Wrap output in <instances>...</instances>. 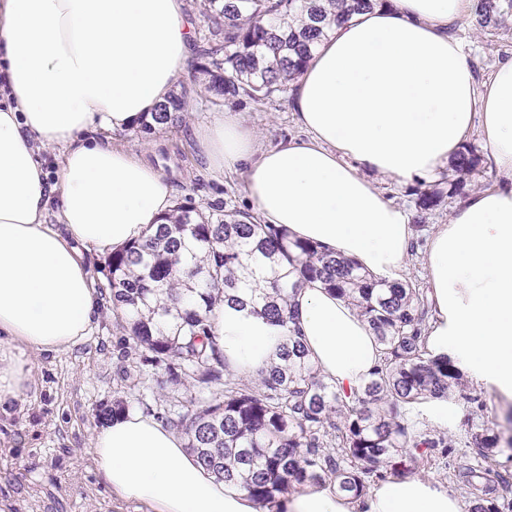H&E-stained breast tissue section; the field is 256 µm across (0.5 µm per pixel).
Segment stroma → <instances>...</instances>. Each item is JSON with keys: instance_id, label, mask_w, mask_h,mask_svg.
<instances>
[{"instance_id": "obj_1", "label": "stroma", "mask_w": 512, "mask_h": 512, "mask_svg": "<svg viewBox=\"0 0 512 512\" xmlns=\"http://www.w3.org/2000/svg\"><path fill=\"white\" fill-rule=\"evenodd\" d=\"M454 35L476 66L478 81H486L497 63L512 55L511 35L490 48L467 21L455 26ZM183 83L191 96L177 126L151 134L101 128L97 137L166 175L175 201L205 214L223 205L250 210L242 178L209 169L196 133L231 111L255 129L261 147L277 146L299 133L289 100L260 106L243 99L224 109L207 103L202 74L190 72ZM109 256V251L94 249L84 254L100 303L91 335L66 351L28 355L37 390L0 421V512H141L137 504L112 495L96 472L91 452L99 428L97 409L111 404L125 388L113 352L120 330L108 288Z\"/></svg>"}]
</instances>
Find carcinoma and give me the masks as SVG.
<instances>
[{"label": "carcinoma", "instance_id": "carcinoma-1", "mask_svg": "<svg viewBox=\"0 0 512 512\" xmlns=\"http://www.w3.org/2000/svg\"><path fill=\"white\" fill-rule=\"evenodd\" d=\"M389 0H204L209 37L198 69L209 102L240 96L256 102L287 92L313 51L333 28ZM472 25L496 37L512 31V0H477ZM188 91L177 89L154 111L132 122L151 133L182 121ZM481 157L464 146L453 157L448 191L420 183L412 189L414 223L445 198L465 192V176ZM112 312L124 334L113 344L121 380L143 389V412L165 421L186 448L227 485L273 505L309 484H331L353 500L375 482L442 470L466 489L470 512H512V474L495 457L512 461V436L477 420L466 436L430 433L413 415L426 402L463 400L476 416L485 402L464 392L463 374L425 347L432 317L427 289L416 280H377L350 259L292 237L283 226L260 224L235 208L206 216L179 203L146 237L112 252ZM350 302L374 331L381 358L358 389L342 395L326 381L296 336L279 347L277 361L242 377L210 334L207 314L219 304L247 309L290 329V295L308 283ZM193 390L153 409L145 391ZM118 397L96 413L102 423L126 414Z\"/></svg>", "mask_w": 512, "mask_h": 512}]
</instances>
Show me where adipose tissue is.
<instances>
[{
  "instance_id": "ef3b65f1",
  "label": "adipose tissue",
  "mask_w": 512,
  "mask_h": 512,
  "mask_svg": "<svg viewBox=\"0 0 512 512\" xmlns=\"http://www.w3.org/2000/svg\"><path fill=\"white\" fill-rule=\"evenodd\" d=\"M476 0H393L353 15L318 45L291 106L303 134L271 148L238 115L197 135L216 172L242 175L259 223L286 226L387 281L404 280L414 236L378 182H433L473 128L498 173L432 230L434 309L426 347L477 384L512 397V57L478 82L449 29ZM185 0H0V416L35 389L26 352L87 337L98 297L83 249L141 240L173 209L166 177L95 138L151 111L192 63ZM59 147L48 181L39 156ZM61 219L46 221L49 208ZM298 337L339 392L357 388L380 346L356 309L312 283L290 299ZM230 369L267 367L283 331L227 306L209 314ZM107 487L151 512H258L189 456L180 435L135 412L93 440ZM282 512H463L450 489L378 482L354 501L309 485Z\"/></svg>"
}]
</instances>
